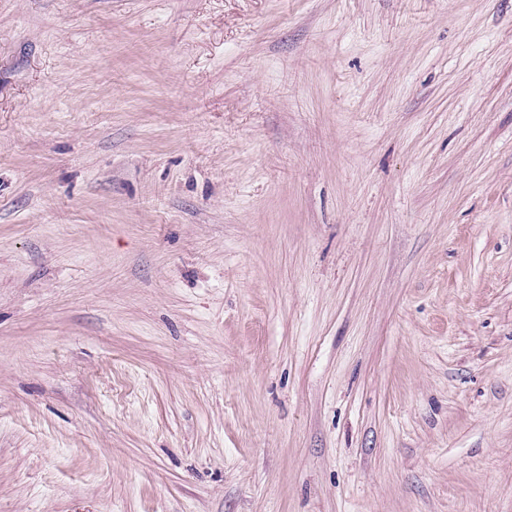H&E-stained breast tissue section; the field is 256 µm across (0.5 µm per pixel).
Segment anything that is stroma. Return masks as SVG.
<instances>
[{"label":"stroma","mask_w":512,"mask_h":512,"mask_svg":"<svg viewBox=\"0 0 512 512\" xmlns=\"http://www.w3.org/2000/svg\"><path fill=\"white\" fill-rule=\"evenodd\" d=\"M0 512H512V0H0Z\"/></svg>","instance_id":"1"}]
</instances>
